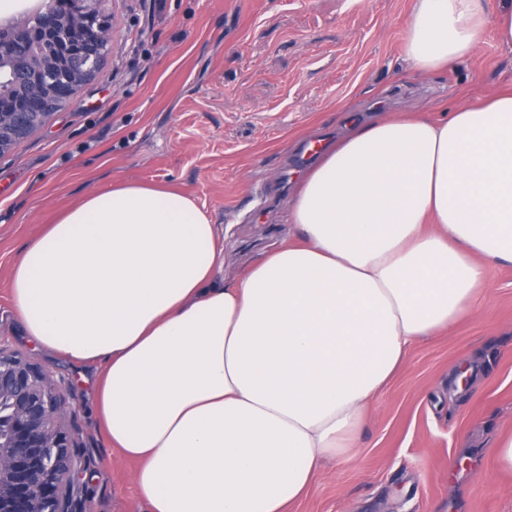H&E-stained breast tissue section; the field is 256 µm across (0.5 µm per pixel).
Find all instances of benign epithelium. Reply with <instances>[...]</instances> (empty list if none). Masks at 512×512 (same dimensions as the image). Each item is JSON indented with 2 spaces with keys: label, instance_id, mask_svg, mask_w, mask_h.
Segmentation results:
<instances>
[{
  "label": "benign epithelium",
  "instance_id": "1",
  "mask_svg": "<svg viewBox=\"0 0 512 512\" xmlns=\"http://www.w3.org/2000/svg\"><path fill=\"white\" fill-rule=\"evenodd\" d=\"M0 38L27 46L34 36L15 24L1 30ZM73 43L70 38L61 44L50 55L51 65L41 69L46 88L56 85L57 74L75 54ZM33 57L22 51L9 60L17 82L27 80ZM32 117L31 112L0 109V149L20 144L31 131ZM64 416L47 370L0 349V512H72L81 462Z\"/></svg>",
  "mask_w": 512,
  "mask_h": 512
}]
</instances>
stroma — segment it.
Returning <instances> with one entry per match:
<instances>
[{
	"mask_svg": "<svg viewBox=\"0 0 512 512\" xmlns=\"http://www.w3.org/2000/svg\"><path fill=\"white\" fill-rule=\"evenodd\" d=\"M411 0H99L112 39L93 80L0 155V348L48 370L84 471L74 512H144L134 462L111 448L81 365L30 344L9 274L45 224L120 180L168 183L224 227L232 278L287 237L305 142L377 112L439 117L512 88V47L487 36L456 70L402 58ZM476 372L449 385L461 368ZM512 266L487 268L480 311L416 342L371 404L352 456L291 512H512Z\"/></svg>",
	"mask_w": 512,
	"mask_h": 512,
	"instance_id": "stroma-1",
	"label": "stroma"
}]
</instances>
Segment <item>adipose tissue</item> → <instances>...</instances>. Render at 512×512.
<instances>
[{
	"instance_id": "1",
	"label": "adipose tissue",
	"mask_w": 512,
	"mask_h": 512,
	"mask_svg": "<svg viewBox=\"0 0 512 512\" xmlns=\"http://www.w3.org/2000/svg\"><path fill=\"white\" fill-rule=\"evenodd\" d=\"M512 0H413L411 71L473 57ZM291 232L224 280V227L166 184L60 213L10 274L21 331L96 368L92 406L146 512H288L356 448L413 343L512 264V91L356 126L288 205Z\"/></svg>"
}]
</instances>
